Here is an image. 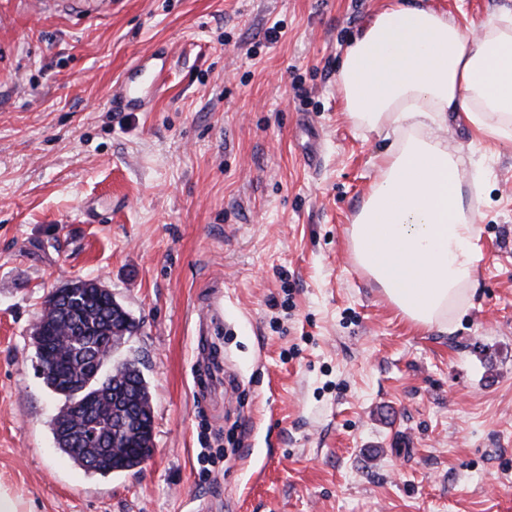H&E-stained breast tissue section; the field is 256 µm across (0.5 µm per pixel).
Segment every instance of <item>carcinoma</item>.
<instances>
[{
    "label": "carcinoma",
    "mask_w": 512,
    "mask_h": 512,
    "mask_svg": "<svg viewBox=\"0 0 512 512\" xmlns=\"http://www.w3.org/2000/svg\"><path fill=\"white\" fill-rule=\"evenodd\" d=\"M80 335H67L59 343L54 377L42 379L44 386L64 399L57 415L70 421L81 420L76 405L93 398L101 408L99 431L110 439L115 420L112 419V391L122 387L135 414L141 418L143 442L153 443V410L149 386L135 360H114V351L125 336L132 335L137 325L127 322L122 311L112 308L109 299L91 300L79 318ZM61 453L83 470L100 475L131 471L141 466L142 458L135 448L122 456L108 451V445L95 444L97 461L87 459L90 451L77 450L57 428H52Z\"/></svg>",
    "instance_id": "cac0c4a2"
}]
</instances>
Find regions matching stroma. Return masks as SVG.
Instances as JSON below:
<instances>
[{"instance_id": "obj_1", "label": "stroma", "mask_w": 512, "mask_h": 512, "mask_svg": "<svg viewBox=\"0 0 512 512\" xmlns=\"http://www.w3.org/2000/svg\"><path fill=\"white\" fill-rule=\"evenodd\" d=\"M0 0V487L27 512H512V144L449 122L481 227L453 329L402 318L350 229L383 136L342 47L391 0ZM473 31L512 0H428ZM171 50L146 112L112 89ZM111 290L154 410L139 470L56 447L49 291ZM35 330V339L41 351V357L36 364V370L39 377H44L51 373L55 367V352L53 348V336L55 328L48 326L44 322H37Z\"/></svg>"}]
</instances>
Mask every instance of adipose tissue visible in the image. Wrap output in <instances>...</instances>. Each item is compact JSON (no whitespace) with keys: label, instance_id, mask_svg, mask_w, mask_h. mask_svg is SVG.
<instances>
[{"label":"adipose tissue","instance_id":"obj_1","mask_svg":"<svg viewBox=\"0 0 512 512\" xmlns=\"http://www.w3.org/2000/svg\"><path fill=\"white\" fill-rule=\"evenodd\" d=\"M337 83L354 123L391 140L351 228L354 258L404 319L450 330L480 227L434 132L460 112L512 140V12L490 15L473 40L425 0H394L345 48Z\"/></svg>","mask_w":512,"mask_h":512}]
</instances>
